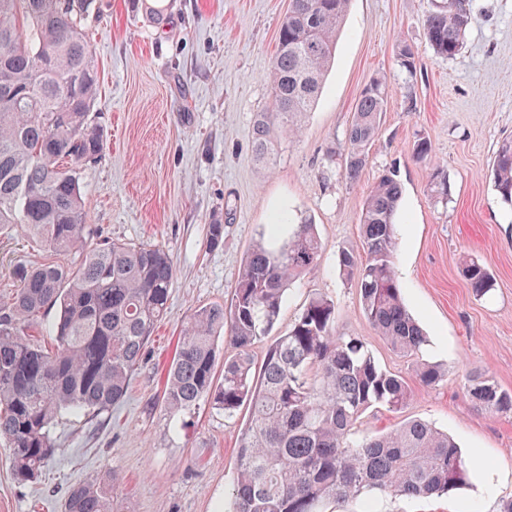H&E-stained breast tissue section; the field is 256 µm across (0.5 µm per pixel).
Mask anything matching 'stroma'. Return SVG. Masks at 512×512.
Here are the masks:
<instances>
[{"mask_svg": "<svg viewBox=\"0 0 512 512\" xmlns=\"http://www.w3.org/2000/svg\"><path fill=\"white\" fill-rule=\"evenodd\" d=\"M437 2L351 0L321 95L300 135L279 140L267 171L253 160L252 122L271 104L268 73L289 0H109L89 29L100 71L92 121L103 151L79 172L85 210L102 237L157 243L173 257L168 314L124 401L101 421L66 426L65 454L37 482L14 480L0 441V512H62L69 486L108 472L117 512H229L247 411L227 417L203 400L173 413L162 390L182 326L198 307L229 302L246 253L280 213L311 218L322 254L287 289L274 335L311 297L324 296L335 304L337 333L363 339L412 389L404 413L369 409L356 436L425 420L495 474L490 483L471 475L443 496L330 501L322 512H500L512 500V418L476 410L463 393L474 371L512 391V206L489 179L500 143L512 137V0H470L474 21L450 58L425 40L424 20ZM401 45L415 52L413 73L398 66ZM376 77L389 86L387 110L352 185L345 134ZM422 139L431 152L419 159ZM436 165L448 175L445 198L432 184ZM387 172L402 187L394 267L403 302L427 336L420 357L450 370L432 388L416 382L411 359L373 329L357 288L339 276L338 253L360 250L366 195ZM213 224L224 227L218 247L209 241ZM52 258L18 231L0 234V308L16 293L17 268ZM466 258L492 272L486 296L468 287Z\"/></svg>", "mask_w": 512, "mask_h": 512, "instance_id": "stroma-1", "label": "stroma"}]
</instances>
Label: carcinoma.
Masks as SVG:
<instances>
[{"mask_svg": "<svg viewBox=\"0 0 512 512\" xmlns=\"http://www.w3.org/2000/svg\"><path fill=\"white\" fill-rule=\"evenodd\" d=\"M349 2L290 0L269 73L272 104L252 124L254 159L263 169L276 164L278 138L297 136L312 111ZM96 10L97 0H0V232L17 227L52 252L80 257L74 265L16 269L19 288L0 312V438L11 450L14 479L23 484L37 481L63 451L59 426L73 418L91 422L123 402L167 316L176 274L162 247L98 243L97 229L87 223L78 171L103 149L90 119L100 75L86 30ZM471 22L469 0H442L424 21L427 44L437 55L453 56ZM387 99L386 81L375 78L357 101L347 131L351 184L366 167ZM492 175L495 190L512 204V139L500 144ZM401 196L392 173L377 179L361 212L362 251L339 253V275L358 288L368 322L395 353L415 358L417 380L431 388L447 373L417 360L426 336L405 309L393 267ZM321 251L306 219L292 224L278 246L257 241L230 302L194 311L168 370L166 409H189L208 397L226 416L250 411L238 438L232 512H320L329 500L375 493L439 495L469 478L454 441L425 421L352 439L368 408L400 412L412 392L360 337L336 332L332 301L311 298L286 333L270 337L287 288L318 266ZM463 274L477 294L493 288L489 268L474 259ZM46 310L56 312L46 327L50 350L28 339ZM266 338L258 366L253 348ZM465 391L478 409L512 416V392L493 375L470 373ZM64 512H114L111 481L71 486Z\"/></svg>", "mask_w": 512, "mask_h": 512, "instance_id": "cac0c4a2", "label": "carcinoma"}]
</instances>
